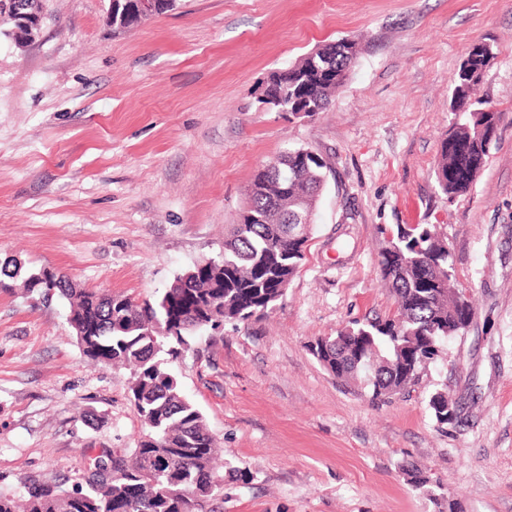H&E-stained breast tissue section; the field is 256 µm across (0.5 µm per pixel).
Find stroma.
<instances>
[{"label":"stroma","mask_w":512,"mask_h":512,"mask_svg":"<svg viewBox=\"0 0 512 512\" xmlns=\"http://www.w3.org/2000/svg\"><path fill=\"white\" fill-rule=\"evenodd\" d=\"M108 9L47 0L31 42L0 34V263L157 296L222 254L259 168L309 149L326 183L283 299L164 361L227 468L250 476L225 481L220 512H512V0H179L118 31ZM343 38L361 54L326 111L263 104L274 72ZM480 44L495 59L469 108L502 118L450 199L436 162ZM397 224L438 225L476 308L415 385L375 399L309 345L394 314L378 261ZM68 315L64 299L0 288V492L72 488L141 432L130 371L87 364ZM440 389L456 424L429 407Z\"/></svg>","instance_id":"obj_1"}]
</instances>
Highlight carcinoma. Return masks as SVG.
Returning <instances> with one entry per match:
<instances>
[{"mask_svg": "<svg viewBox=\"0 0 512 512\" xmlns=\"http://www.w3.org/2000/svg\"><path fill=\"white\" fill-rule=\"evenodd\" d=\"M136 15L112 11V26L129 29ZM475 65L460 67L454 103L463 118L442 140L436 178L448 198L469 190L496 140L501 112L468 111L474 78L494 59L492 48L473 47ZM357 59L327 44L285 70L278 87L288 102H305L325 111L336 92V77ZM323 159L309 149L288 150L278 165L257 171L239 222L224 236V250L209 260L199 280L182 274L160 296L139 300L122 293L77 290L69 279L50 270L23 278L19 287L47 300L56 294L69 303V323L83 356L94 363L133 371L131 401L144 430L130 454L99 456L85 484L62 488L53 479L34 482L26 493H0V512H215L224 500V479L213 481L223 468L222 449L207 429L204 416L182 393L177 380L157 359L176 355L190 345L195 327L217 330L226 321L249 326L262 319L284 293L277 284L292 280L305 258L293 236L311 237L312 224H286L285 209H294L295 181L307 195L299 212L314 216L324 187ZM435 224H399L389 255L378 261L381 277L392 288L399 319L371 318L355 322L334 336L310 345L314 357L342 381L364 377L372 397L399 393L418 380V371L442 341L463 332V314L472 300L435 294L434 280L454 287L450 254L437 239ZM448 392L429 399L436 421L448 425Z\"/></svg>", "mask_w": 512, "mask_h": 512, "instance_id": "1", "label": "carcinoma"}]
</instances>
